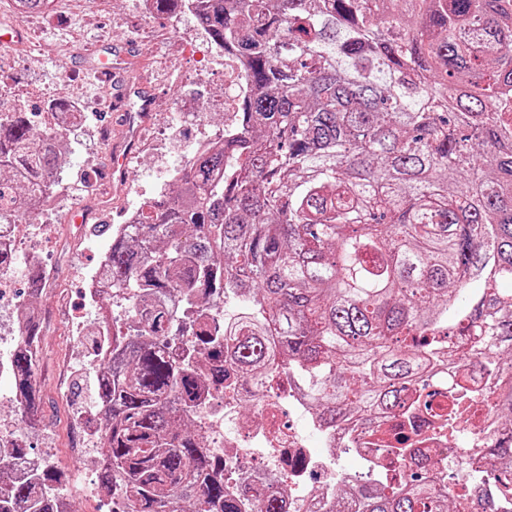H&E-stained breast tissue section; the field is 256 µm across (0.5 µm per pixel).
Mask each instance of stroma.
Segmentation results:
<instances>
[{
	"label": "stroma",
	"instance_id": "obj_1",
	"mask_svg": "<svg viewBox=\"0 0 512 512\" xmlns=\"http://www.w3.org/2000/svg\"><path fill=\"white\" fill-rule=\"evenodd\" d=\"M61 9L19 21L17 41L0 44V112L16 110L25 101L28 111L43 110L50 101L69 97L72 79L83 82L84 111L92 117L65 142L71 174L106 178L112 163V142L119 130L112 127L111 83L100 80L97 66L118 67L127 82L149 81L156 88V110L138 147L128 158L132 173L121 193L105 202H78L62 191L58 206L34 216L49 225L48 235L33 239L31 248L46 257L51 277L37 300L42 325V355L36 370L40 404L21 416L8 396L12 380L0 382V417L27 418L41 429L37 447L49 448L50 459L64 473L61 495L73 512H112L111 498L86 495L82 478L88 462L75 457L95 399V374L90 341L83 328L95 325L86 311L83 288L86 275L98 267L111 242L102 223L119 224L125 211L140 208L154 193L159 172L184 155L186 143L234 121L238 93L226 78L231 62L199 29L194 16L170 17L143 10L140 0H60ZM203 108L199 127L172 122L175 107ZM84 315L83 327L74 316Z\"/></svg>",
	"mask_w": 512,
	"mask_h": 512
}]
</instances>
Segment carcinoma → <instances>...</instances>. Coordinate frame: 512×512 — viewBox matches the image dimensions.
<instances>
[{"mask_svg":"<svg viewBox=\"0 0 512 512\" xmlns=\"http://www.w3.org/2000/svg\"><path fill=\"white\" fill-rule=\"evenodd\" d=\"M49 0H17V14ZM190 12L242 64L229 139L191 158L177 193L112 231V291L134 326L112 332L95 383L99 482L120 512H239L224 461L187 407L224 387L299 372L328 423L377 418L470 358L445 341L473 327L492 370L512 349V0H192ZM57 136L0 112V225L60 171ZM483 292L464 294L472 281ZM230 288L256 301L217 321ZM180 291L181 316L156 303ZM183 344L179 358L167 351ZM36 360L17 351L18 410L40 404ZM494 412L512 416V378ZM494 457L512 465V428ZM51 465L0 484V512H57ZM364 512H455L429 477L356 485Z\"/></svg>","mask_w":512,"mask_h":512,"instance_id":"cac0c4a2","label":"carcinoma"}]
</instances>
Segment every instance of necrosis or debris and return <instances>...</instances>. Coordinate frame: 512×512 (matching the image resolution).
I'll return each instance as SVG.
<instances>
[{"instance_id":"necrosis-or-debris-1","label":"necrosis or debris","mask_w":512,"mask_h":512,"mask_svg":"<svg viewBox=\"0 0 512 512\" xmlns=\"http://www.w3.org/2000/svg\"><path fill=\"white\" fill-rule=\"evenodd\" d=\"M15 289L13 272H0V300L11 301L9 307H0V374L9 372L22 343L24 302L15 298ZM498 379V373L472 362L462 372L441 373L433 387L443 401L466 391L472 407L483 409ZM245 400L254 414L247 422L238 418ZM193 415L204 447L223 459L228 472L225 489L243 512H260V502L252 494L256 488L277 491L283 512H361L357 499L342 500L343 484L359 485L373 474L386 481L406 480L417 471L428 473L437 489L455 493L472 487L484 500L495 499L489 484H474L472 477L496 468L491 450L498 439L473 429L465 418L429 445H418L411 458L401 462L388 444L379 442L373 422L364 420L353 427L326 424L300 377L285 371L273 373L270 383L261 386L241 380L234 389L213 391ZM344 449L361 462V470L337 469L338 454Z\"/></svg>"}]
</instances>
